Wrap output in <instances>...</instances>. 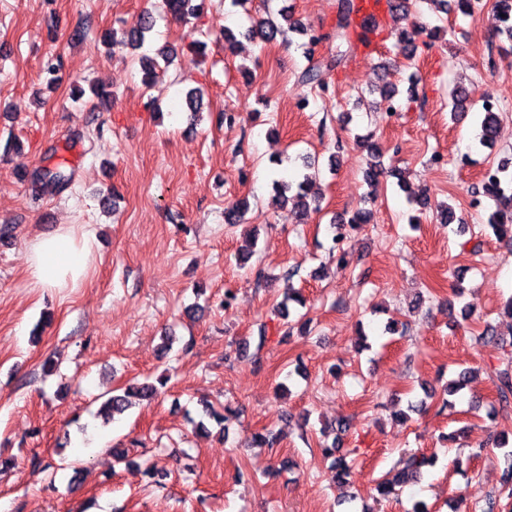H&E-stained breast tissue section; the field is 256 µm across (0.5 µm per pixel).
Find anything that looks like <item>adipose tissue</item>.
<instances>
[{
	"instance_id": "adipose-tissue-1",
	"label": "adipose tissue",
	"mask_w": 512,
	"mask_h": 512,
	"mask_svg": "<svg viewBox=\"0 0 512 512\" xmlns=\"http://www.w3.org/2000/svg\"><path fill=\"white\" fill-rule=\"evenodd\" d=\"M96 239L91 231L62 224L51 234L36 235L26 256L35 288H74L89 275Z\"/></svg>"
}]
</instances>
